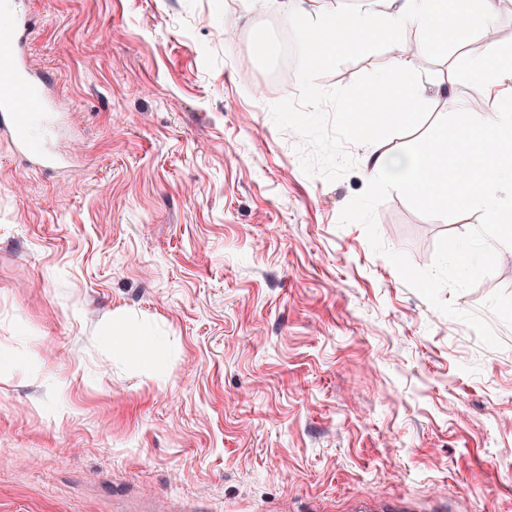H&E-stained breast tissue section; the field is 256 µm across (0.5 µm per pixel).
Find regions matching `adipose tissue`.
I'll return each mask as SVG.
<instances>
[{"instance_id": "1", "label": "adipose tissue", "mask_w": 512, "mask_h": 512, "mask_svg": "<svg viewBox=\"0 0 512 512\" xmlns=\"http://www.w3.org/2000/svg\"><path fill=\"white\" fill-rule=\"evenodd\" d=\"M389 11L362 8L353 13H331L314 27L300 30L307 63H325L336 53L361 50L379 38H395L407 23L415 24L419 39L412 55H397L394 64L379 82L389 100L402 106L401 117L412 120L425 94L422 84L408 82L413 55L445 44L448 14L455 0H390ZM474 72L483 76L488 90H495L503 73H512V49L498 41L486 43L484 54L472 62ZM458 132L468 133L480 144L497 148L499 161L492 166L462 167L444 161L447 140L431 141L423 150L403 157L379 155L369 158L372 174L413 189L426 202L440 203L455 194L466 204L482 208L491 224L512 225V207L503 204L504 193L512 194V94L500 97L495 112L472 110L457 124Z\"/></svg>"}]
</instances>
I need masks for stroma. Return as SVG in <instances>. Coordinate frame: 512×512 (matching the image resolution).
Returning a JSON list of instances; mask_svg holds the SVG:
<instances>
[{
  "instance_id": "35a3bbf8",
  "label": "stroma",
  "mask_w": 512,
  "mask_h": 512,
  "mask_svg": "<svg viewBox=\"0 0 512 512\" xmlns=\"http://www.w3.org/2000/svg\"><path fill=\"white\" fill-rule=\"evenodd\" d=\"M32 12L74 164L27 170L0 138V512H512V263L479 249L482 209L366 163L497 110L482 29L415 57V118L360 136L342 113L413 25L283 87L284 0ZM110 336L112 337L113 346L119 349L133 348L144 355L141 336H146V334H144L142 330L120 326L114 327L113 325ZM349 512H463L460 505L448 502V499H436L426 504L408 496H400L392 500H376L359 498L353 501Z\"/></svg>"
}]
</instances>
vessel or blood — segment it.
<instances>
[{
    "label": "vessel or blood",
    "instance_id": "b4317fda",
    "mask_svg": "<svg viewBox=\"0 0 512 512\" xmlns=\"http://www.w3.org/2000/svg\"><path fill=\"white\" fill-rule=\"evenodd\" d=\"M32 18L27 0H0V137L7 139L27 167L65 172L72 161L48 143L62 122L46 79L28 62ZM349 512H463L445 499L420 503L408 496L392 500L359 498Z\"/></svg>",
    "mask_w": 512,
    "mask_h": 512
}]
</instances>
